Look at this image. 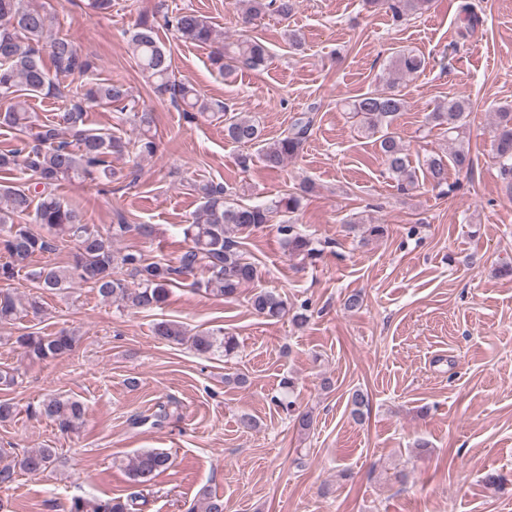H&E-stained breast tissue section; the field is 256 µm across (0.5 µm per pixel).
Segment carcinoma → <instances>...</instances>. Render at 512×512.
I'll return each mask as SVG.
<instances>
[{
    "label": "carcinoma",
    "instance_id": "1",
    "mask_svg": "<svg viewBox=\"0 0 512 512\" xmlns=\"http://www.w3.org/2000/svg\"><path fill=\"white\" fill-rule=\"evenodd\" d=\"M243 22L251 24L268 11L280 19L291 17L295 0H243ZM381 3L394 22H402L421 15L430 8L432 0H365L367 4ZM49 18L47 14L30 5L29 0H0V127L22 133L32 127L38 131L32 142L8 152H0V172L15 170L29 176L38 191L14 182L0 181V251L8 262L0 267V277L9 280L14 274L30 269L37 255L56 250V243L75 242L69 262L65 266L46 263L30 269L28 278L34 293L27 301L19 302L9 293H0V326L11 325L21 314L42 309L41 297L57 293L79 280L97 291L106 300L119 302L127 308L151 310L160 307L167 298L168 287L178 282L179 276L204 264L208 277L195 285L211 294L233 298L239 288L262 278L260 266L247 257L245 240L262 224L271 223L275 215L287 216L299 210L301 198L313 190L308 183L300 191L289 193L269 204L240 205L227 201L221 185L202 183L195 186L202 204L191 223L183 228L184 238L192 246L181 256L179 265L173 266L160 259L147 262L132 254H120L112 249V241L135 230L144 237L153 234L148 224H127L124 218L111 226L110 236L103 237L98 230L83 223L80 212L55 194V187L62 180L78 178L112 179L115 172L107 157L113 153H132L137 157L152 156L157 151L156 134L151 112L140 108L129 98L126 85L121 81L94 82L86 85L80 96L69 100L60 109L58 120L35 124L27 106L30 97L61 96L55 76L59 74H86L91 62L84 58L67 35H56L49 41V55L55 68L50 74L39 50L44 39ZM165 24L172 27L183 41L210 45L219 42V35L209 21L195 13L176 15ZM129 45L138 67L153 85L155 92L167 94L174 102L200 114L224 113V136L243 145L254 146L264 166L281 167L288 159L298 155L313 123V117L304 112L294 119L290 128L278 139L269 142L262 129L228 104L213 106L190 83L176 79L171 54L159 41L155 26L143 19L131 34ZM210 61L221 72L234 68L259 70L268 61L267 48L249 37L222 44L211 54ZM425 59L411 51L401 50L392 57L391 71L400 76L419 72ZM118 103L122 105L125 121L133 126L135 138L125 140L108 131L85 127V114L93 106ZM407 101L393 87L357 96L349 103L352 117L356 118L361 132L376 138L387 172L403 193L419 184L416 168L410 165L401 140L390 131L396 117L404 111ZM471 108L469 99L458 96L448 99L428 115L436 126L448 131L455 142L450 160L436 155L424 159V180L436 188L448 185V164L459 172H470L472 158L470 147L464 140L465 113ZM493 148L502 174L512 184V111L495 114ZM33 215V223L21 224L16 218ZM42 224L54 231L55 237L46 238L33 229ZM285 247L291 257L302 263H315L322 250L314 239L302 232L298 225L284 220L279 225ZM127 269L132 282L114 275L118 266ZM250 307L267 320H278L288 313L287 302L274 291L260 290L253 294ZM155 333L162 339L180 344L190 341L199 354H211L224 349L230 356L238 349L235 337L224 331L202 332L190 338L179 324L162 320L155 324ZM79 337L75 333L55 334L26 333L15 338V344L31 361L55 359L73 350ZM278 406L292 417L294 426L301 431L313 424L312 412L297 406L289 397L275 399ZM31 414L38 413L68 433L82 424L85 408L81 401L61 395L45 396L36 407H28ZM57 462L54 448L42 447L25 451L13 464L0 467V484L14 479L15 470L40 473ZM171 465L170 455L156 449L142 450L127 462L131 480L140 486L151 485L154 479ZM137 498L113 497L101 503L75 498L69 512H133Z\"/></svg>",
    "mask_w": 512,
    "mask_h": 512
}]
</instances>
